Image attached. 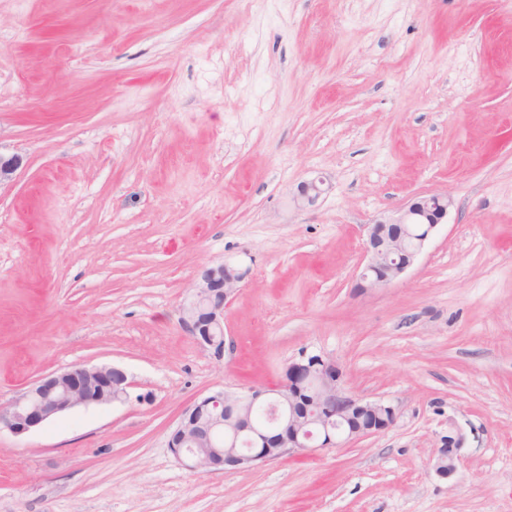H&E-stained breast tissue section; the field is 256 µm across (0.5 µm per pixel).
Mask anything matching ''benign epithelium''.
I'll use <instances>...</instances> for the list:
<instances>
[{"label":"benign epithelium","mask_w":512,"mask_h":512,"mask_svg":"<svg viewBox=\"0 0 512 512\" xmlns=\"http://www.w3.org/2000/svg\"><path fill=\"white\" fill-rule=\"evenodd\" d=\"M22 157L0 153V185L10 182L22 167ZM324 182L314 179L303 184L297 204H312L324 192ZM452 199L445 193L415 197L398 213L380 223L394 228L382 236L371 227L366 250L369 260L360 274L359 287L380 288L410 268L421 255L432 232L445 223ZM422 224L416 239L408 226ZM245 273L224 263L206 268L194 292L181 309V325L187 335L211 356L224 360V307L237 292ZM131 382L120 367L75 365L44 376L0 408V431L24 437L75 408L123 402ZM275 400L274 431L260 429L252 422L253 408ZM395 408L383 401L359 398L344 388L342 373L320 355H303L285 367L275 389L249 387L206 396L185 409L171 431L168 448L192 470L211 472L251 468L292 452L314 448H337L342 444L390 428ZM225 434L224 441L213 438ZM249 437L248 447L239 438ZM462 437L448 436V447L440 450L435 470L448 476L456 470V451Z\"/></svg>","instance_id":"1"}]
</instances>
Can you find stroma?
<instances>
[{"label":"stroma","mask_w":512,"mask_h":512,"mask_svg":"<svg viewBox=\"0 0 512 512\" xmlns=\"http://www.w3.org/2000/svg\"><path fill=\"white\" fill-rule=\"evenodd\" d=\"M0 151V404L73 365L132 383L1 432L0 512H512V0H0ZM426 193L446 223L359 289L369 224ZM227 261L218 362L180 309ZM303 354L395 424L254 468L173 455L186 408ZM463 438L458 435L457 438L449 435L448 448H441L435 463V470L440 476L447 477L456 470V451L460 447Z\"/></svg>","instance_id":"1"}]
</instances>
